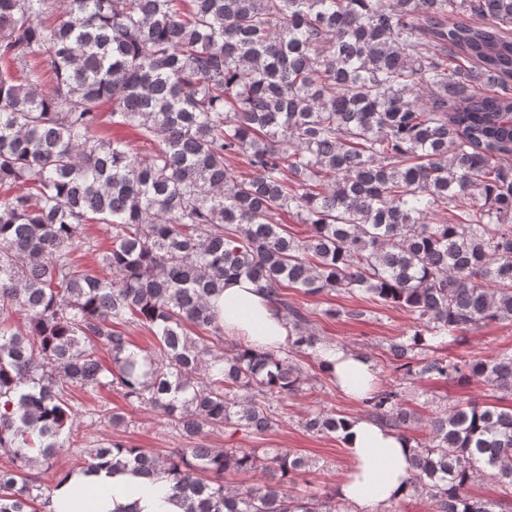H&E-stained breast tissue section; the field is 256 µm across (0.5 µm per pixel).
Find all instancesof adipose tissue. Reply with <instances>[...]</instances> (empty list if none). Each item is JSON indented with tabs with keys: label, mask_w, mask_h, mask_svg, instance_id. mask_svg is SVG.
Returning a JSON list of instances; mask_svg holds the SVG:
<instances>
[{
	"label": "adipose tissue",
	"mask_w": 512,
	"mask_h": 512,
	"mask_svg": "<svg viewBox=\"0 0 512 512\" xmlns=\"http://www.w3.org/2000/svg\"><path fill=\"white\" fill-rule=\"evenodd\" d=\"M228 336L278 350L288 343L290 328L268 296L246 278L226 284L212 298ZM326 371L335 376L345 394L364 397L373 367L361 353L331 348L321 352ZM352 466L338 489L342 501L365 512H386L409 492L405 482L414 444L408 437L382 428L363 417L351 418L343 432ZM48 512H184L172 499L164 473L147 477L105 470L70 475L55 490Z\"/></svg>",
	"instance_id": "adipose-tissue-1"
}]
</instances>
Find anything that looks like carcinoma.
Listing matches in <instances>:
<instances>
[{"instance_id": "obj_1", "label": "carcinoma", "mask_w": 512, "mask_h": 512, "mask_svg": "<svg viewBox=\"0 0 512 512\" xmlns=\"http://www.w3.org/2000/svg\"><path fill=\"white\" fill-rule=\"evenodd\" d=\"M108 103L153 147L96 134ZM88 224L112 233L110 277L77 262ZM238 276L288 319V349L224 348L210 299ZM286 288L404 308L415 330L388 347L404 379L512 397V354L418 358L512 321V0H0V512H46L55 487L32 470L73 444L72 391L105 387L190 447L160 459L110 440L83 470H163L186 512H338L334 493H293L303 454L204 443L274 430L307 381L295 357L330 344ZM360 403L398 433L418 423L396 388ZM427 426L409 496L512 512V406L461 402ZM484 477L503 498L470 495Z\"/></svg>"}]
</instances>
